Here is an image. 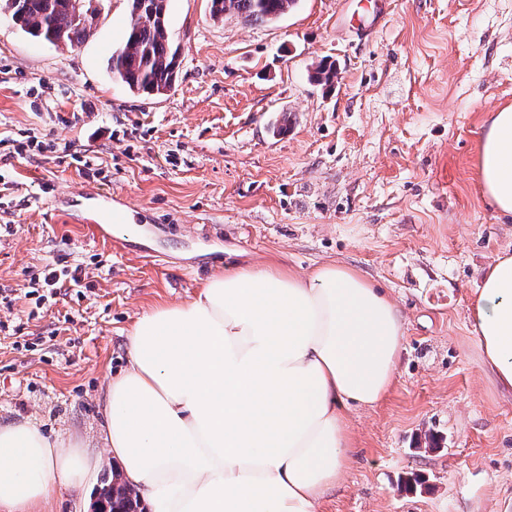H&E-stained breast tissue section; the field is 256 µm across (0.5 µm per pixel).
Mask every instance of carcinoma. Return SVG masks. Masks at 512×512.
<instances>
[{"label":"carcinoma","mask_w":512,"mask_h":512,"mask_svg":"<svg viewBox=\"0 0 512 512\" xmlns=\"http://www.w3.org/2000/svg\"><path fill=\"white\" fill-rule=\"evenodd\" d=\"M298 0H211L220 12L235 11L249 23H271L294 9ZM156 0H128L130 23L123 47L109 59L112 77L131 91L163 95L177 79V52L173 47L167 19L150 16ZM5 9L17 16L31 36L53 45L80 44L90 27L76 21L71 0H5ZM311 79L322 85L336 83V66L321 62ZM108 512H138V501L124 494L106 499Z\"/></svg>","instance_id":"1"}]
</instances>
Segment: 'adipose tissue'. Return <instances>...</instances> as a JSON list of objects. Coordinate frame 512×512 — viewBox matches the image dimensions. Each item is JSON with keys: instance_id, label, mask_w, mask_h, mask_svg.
Returning a JSON list of instances; mask_svg holds the SVG:
<instances>
[{"instance_id": "1", "label": "adipose tissue", "mask_w": 512, "mask_h": 512, "mask_svg": "<svg viewBox=\"0 0 512 512\" xmlns=\"http://www.w3.org/2000/svg\"><path fill=\"white\" fill-rule=\"evenodd\" d=\"M476 167L512 218V107L490 115ZM480 279L472 332L512 389V254ZM402 336L393 299L349 265L226 266L188 301L137 317L101 399L99 454L0 422V512H39L110 458L149 512H318L348 469L349 414L386 398Z\"/></svg>"}]
</instances>
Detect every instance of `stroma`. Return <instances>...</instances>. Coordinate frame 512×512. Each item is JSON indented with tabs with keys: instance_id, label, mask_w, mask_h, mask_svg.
Returning a JSON list of instances; mask_svg holds the SVG:
<instances>
[{
	"instance_id": "obj_1",
	"label": "stroma",
	"mask_w": 512,
	"mask_h": 512,
	"mask_svg": "<svg viewBox=\"0 0 512 512\" xmlns=\"http://www.w3.org/2000/svg\"><path fill=\"white\" fill-rule=\"evenodd\" d=\"M100 7L73 47L0 7V136L52 145L0 147V421L97 438L143 312L228 264L338 261L389 292L405 351L389 396L353 413L321 512H512V390L470 324L481 266L512 252L476 171L487 114L512 105V0H392L366 40L368 0H299L265 24L169 0L179 66L160 97L113 79L128 5ZM322 60L330 90L309 78ZM108 203L137 227L122 256L81 223ZM48 264L81 266L83 289L37 301Z\"/></svg>"
}]
</instances>
